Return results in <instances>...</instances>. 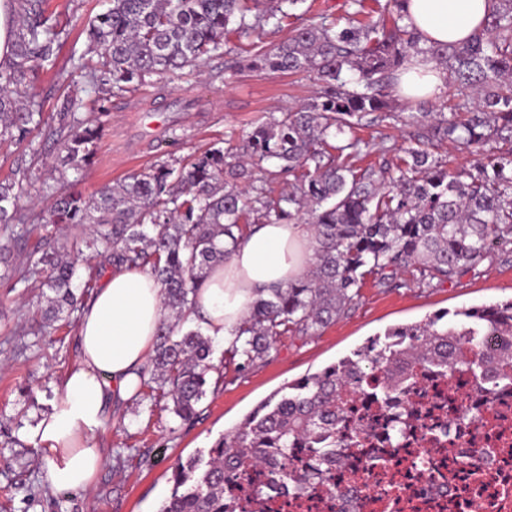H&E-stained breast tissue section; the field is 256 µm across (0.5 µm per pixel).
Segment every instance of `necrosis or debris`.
Segmentation results:
<instances>
[{
  "instance_id": "necrosis-or-debris-1",
  "label": "necrosis or debris",
  "mask_w": 512,
  "mask_h": 512,
  "mask_svg": "<svg viewBox=\"0 0 512 512\" xmlns=\"http://www.w3.org/2000/svg\"><path fill=\"white\" fill-rule=\"evenodd\" d=\"M408 401L417 414L397 438L375 392L353 395L336 423V459L316 489L270 490L253 512H512V386L487 397L471 374L447 381L422 371L410 398L392 403ZM357 426L366 429L364 448L350 453Z\"/></svg>"
}]
</instances>
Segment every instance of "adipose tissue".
<instances>
[{"instance_id": "1", "label": "adipose tissue", "mask_w": 512, "mask_h": 512, "mask_svg": "<svg viewBox=\"0 0 512 512\" xmlns=\"http://www.w3.org/2000/svg\"><path fill=\"white\" fill-rule=\"evenodd\" d=\"M409 22L425 43L453 44L480 28L487 0H407ZM445 73L430 59L404 73L405 97L434 98ZM306 224H255L224 264L211 269L191 314L208 334L232 342L259 290L286 286L311 261ZM160 283L142 270L109 273L79 316V362L62 381L52 411L35 434L43 445L47 482L65 491L93 487L104 461L94 433L108 413L141 388L139 372L167 321Z\"/></svg>"}]
</instances>
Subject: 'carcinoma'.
I'll list each match as a JSON object with an SVG mask.
<instances>
[{
  "mask_svg": "<svg viewBox=\"0 0 512 512\" xmlns=\"http://www.w3.org/2000/svg\"><path fill=\"white\" fill-rule=\"evenodd\" d=\"M14 40L8 64H0V141L28 143L30 160L0 183V229L11 224H91L104 263L114 271L146 269L163 288L169 321L158 329L142 395L172 402L182 422L196 415L206 395L213 346L200 328H183L193 297L213 266L236 245L243 225L308 224L313 259L285 287L261 291L224 349V367L235 370L270 358L286 334L313 335L344 318L370 277L385 284L412 268L423 278L450 282L477 268L491 252L512 243V0H491L482 29L452 45H423L406 22L407 0H344V25L302 22L306 0H109L86 28L94 58L75 68L108 95L119 96L153 75L199 67L224 52L230 33L253 38L298 21L288 41L272 50L240 55L250 71H312L319 91L311 103L257 121L243 152L213 149L178 170L166 166L135 173L83 197L53 195L49 215L23 208L20 200L37 178L39 151L32 136L45 125L40 103L21 89L56 65L64 33L60 15L46 0H11ZM424 55L447 73L457 102L451 116L395 110L393 93L410 58ZM76 100L63 102L48 126L78 169L93 157L103 132L100 116H76ZM415 126L414 144L399 149L396 163L361 170L366 143L355 135L364 118ZM448 142L477 150L493 143L487 162L472 171H451L430 151ZM271 162L275 169L264 164ZM266 179L251 196L256 173ZM77 261L45 237L19 271L41 288L42 316L50 324L77 302ZM487 336L504 340L494 353ZM421 367L450 378L467 369L476 390L490 393L512 384V298L433 313L388 327L348 355L308 374L260 402L207 452L190 457L173 477L171 495L158 512H249L268 488L295 484L302 490L330 463L327 446L345 397L368 376L380 400L410 391ZM313 448L317 467L301 473L291 462L300 441ZM262 465L265 482L252 470ZM240 477L229 494L224 474Z\"/></svg>",
  "mask_w": 512,
  "mask_h": 512,
  "instance_id": "carcinoma-1",
  "label": "carcinoma"
}]
</instances>
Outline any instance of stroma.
<instances>
[{
	"label": "stroma",
	"mask_w": 512,
	"mask_h": 512,
	"mask_svg": "<svg viewBox=\"0 0 512 512\" xmlns=\"http://www.w3.org/2000/svg\"><path fill=\"white\" fill-rule=\"evenodd\" d=\"M106 0H49L50 10L75 23L55 68L36 92L45 118L58 112L64 96L89 112L96 94L72 59L90 54L85 21L104 11ZM231 54L184 69L178 77L154 76L136 91L104 103L103 135L90 163L62 170L58 144L36 134L46 167L27 188L25 204L48 209L53 192L89 194L151 166L179 167L211 148L242 146L259 119L311 102L318 90L313 73L293 75L240 71L235 67L238 35L227 38ZM411 128L386 122L360 127L371 144L359 168L395 161ZM45 227L16 229L11 253L0 263V512H158L173 486L178 464L237 424L255 405L283 386L338 361L387 327L417 322L439 310L455 311L512 296V245L496 249L475 271L444 284L420 279L408 269L391 286L367 282L346 317L312 336L280 337L269 360L228 373L208 390L195 419L181 423L169 402L138 398L110 416L95 432L105 462L90 492L48 486L34 429L51 411L65 374L79 359L78 313L41 327L39 289L7 275L25 267Z\"/></svg>",
	"instance_id": "35a3bbf8"
}]
</instances>
